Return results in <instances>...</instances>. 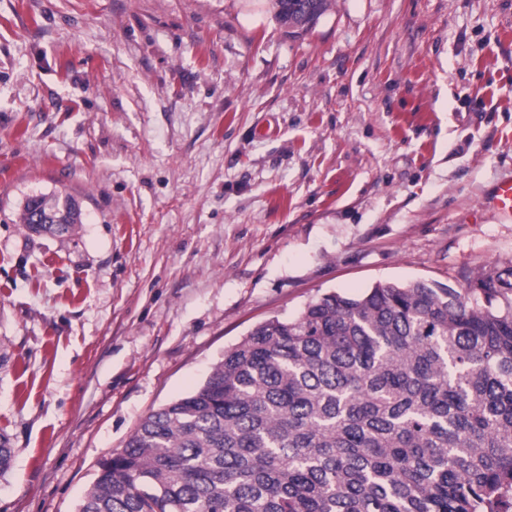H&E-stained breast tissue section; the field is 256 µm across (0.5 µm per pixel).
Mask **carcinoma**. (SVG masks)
Wrapping results in <instances>:
<instances>
[{
  "instance_id": "carcinoma-1",
  "label": "carcinoma",
  "mask_w": 512,
  "mask_h": 512,
  "mask_svg": "<svg viewBox=\"0 0 512 512\" xmlns=\"http://www.w3.org/2000/svg\"><path fill=\"white\" fill-rule=\"evenodd\" d=\"M314 19L273 0L302 34ZM82 223L75 199L35 196ZM512 484V263L325 293L224 352L98 463L77 512H484Z\"/></svg>"
}]
</instances>
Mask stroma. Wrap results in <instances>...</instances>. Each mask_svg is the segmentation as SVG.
I'll return each mask as SVG.
<instances>
[{
    "label": "stroma",
    "mask_w": 512,
    "mask_h": 512,
    "mask_svg": "<svg viewBox=\"0 0 512 512\" xmlns=\"http://www.w3.org/2000/svg\"><path fill=\"white\" fill-rule=\"evenodd\" d=\"M512 0H0V512L329 291L512 262ZM74 196L64 237L19 222ZM272 8L274 10V19L281 26H284L290 31L291 34H302L311 30L319 21V19L330 8L334 0H314L313 10L315 18L312 20L305 17L299 10L294 8V4L299 1L292 0H274L272 1ZM491 200L499 214L512 217V178L501 180L493 187ZM29 201H34L35 205L48 207L54 211L62 212L63 210H67L65 224H62L57 229L51 231L58 233L57 236H63L67 233H71L76 224H82L80 209L72 196L68 194L64 196L57 195L51 197L35 196L31 197L27 201L20 215V223L23 224V226L30 232L40 233L37 231L34 224H32V205L29 203ZM72 207L74 208L73 212L71 210Z\"/></svg>",
    "instance_id": "1"
}]
</instances>
